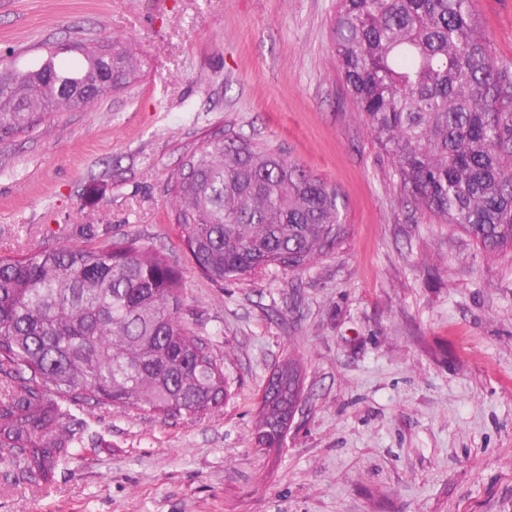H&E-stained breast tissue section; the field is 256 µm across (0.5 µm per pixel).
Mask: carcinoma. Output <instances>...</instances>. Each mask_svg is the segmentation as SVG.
<instances>
[{
    "mask_svg": "<svg viewBox=\"0 0 512 512\" xmlns=\"http://www.w3.org/2000/svg\"><path fill=\"white\" fill-rule=\"evenodd\" d=\"M334 51L347 89L411 200L487 250L512 247V68L491 54L472 0H339ZM106 46L63 68L47 57L0 79V139L41 115L88 109ZM117 84L135 78L127 54ZM174 221L194 269L214 282L274 265L298 271L345 237L336 188L269 145L222 130L187 154L172 185ZM183 274L133 241L0 254V455L47 482L94 402L163 417L221 407L224 372L181 323ZM269 379L256 436L281 445L300 396L293 363Z\"/></svg>",
    "mask_w": 512,
    "mask_h": 512,
    "instance_id": "1",
    "label": "carcinoma"
}]
</instances>
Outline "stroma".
<instances>
[{"label": "stroma", "mask_w": 512, "mask_h": 512, "mask_svg": "<svg viewBox=\"0 0 512 512\" xmlns=\"http://www.w3.org/2000/svg\"><path fill=\"white\" fill-rule=\"evenodd\" d=\"M512 66V0H472ZM336 0H0V59L118 41L138 78L0 140V254L136 238L184 274L178 316L219 359L221 409L169 419L89 405L53 479L0 459V512H512V250L407 202L332 52ZM223 128L336 187L343 242L297 272L213 283L169 183ZM300 403L256 442L287 362ZM280 372L277 382L274 376ZM284 377L285 385L280 382ZM265 400L262 404L261 417L259 419L256 436L258 442L266 448H276L281 445L283 437L287 429H285V415H290L291 403L294 396H300V382L298 370L293 363L288 362L287 365L276 369L265 387ZM271 397V398H269ZM273 404V408L282 411V422L272 423L270 416L267 414V404Z\"/></svg>", "instance_id": "35a3bbf8"}]
</instances>
